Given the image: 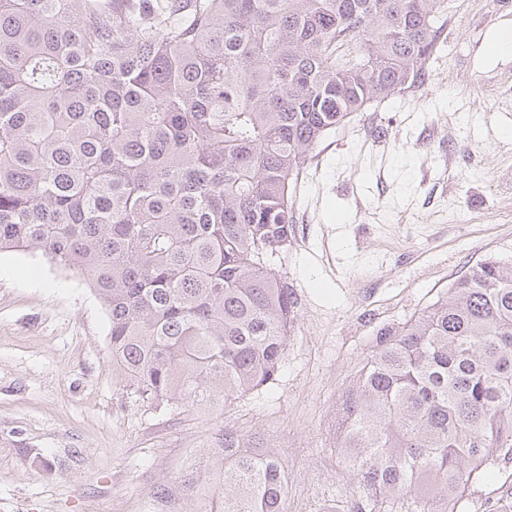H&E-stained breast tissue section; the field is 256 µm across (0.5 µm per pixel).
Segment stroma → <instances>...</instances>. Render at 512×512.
<instances>
[{
  "instance_id": "35a3bbf8",
  "label": "stroma",
  "mask_w": 512,
  "mask_h": 512,
  "mask_svg": "<svg viewBox=\"0 0 512 512\" xmlns=\"http://www.w3.org/2000/svg\"><path fill=\"white\" fill-rule=\"evenodd\" d=\"M504 28L512 6L448 0L427 82L315 149L293 191L296 237L276 261L297 298L295 329L274 383L224 412L127 393L88 281L37 249L0 253V512H180V480L224 428L286 447L288 512L345 497L336 413L378 329L478 264L512 257V50L490 49ZM441 118L455 146L441 140ZM509 481L512 463L491 469L461 512H487ZM160 485L169 494L158 501Z\"/></svg>"
}]
</instances>
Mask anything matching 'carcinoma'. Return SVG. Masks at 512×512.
Returning a JSON list of instances; mask_svg holds the SVG:
<instances>
[{"label":"carcinoma","instance_id":"cac0c4a2","mask_svg":"<svg viewBox=\"0 0 512 512\" xmlns=\"http://www.w3.org/2000/svg\"><path fill=\"white\" fill-rule=\"evenodd\" d=\"M448 0H0V252L88 277L112 371L223 410L273 383L297 320L274 259L292 184L347 119L421 87ZM334 512H457L512 460V262L397 326L341 401ZM181 512H288V467L224 429Z\"/></svg>","mask_w":512,"mask_h":512}]
</instances>
